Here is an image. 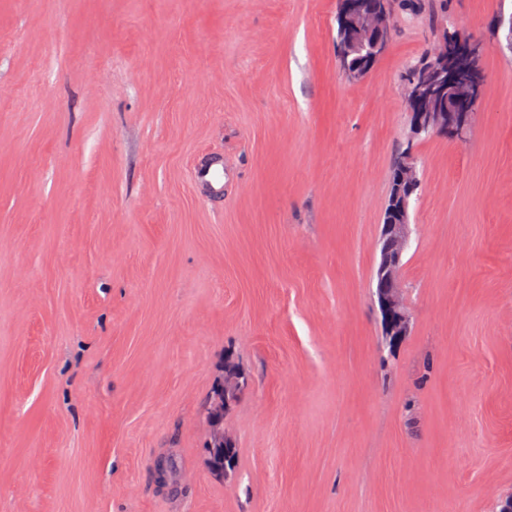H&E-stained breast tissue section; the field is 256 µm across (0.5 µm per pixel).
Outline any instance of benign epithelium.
Instances as JSON below:
<instances>
[{"instance_id": "1", "label": "benign epithelium", "mask_w": 512, "mask_h": 512, "mask_svg": "<svg viewBox=\"0 0 512 512\" xmlns=\"http://www.w3.org/2000/svg\"><path fill=\"white\" fill-rule=\"evenodd\" d=\"M392 8L386 0H336V54L351 81L365 77L387 51L392 35ZM443 54L403 89L409 114L410 140L399 168L396 186L389 193L378 240L380 262L376 288L385 335L396 341L409 330V316L399 294L402 257L408 245L410 211L422 193V177L415 142L432 136L464 140L475 115L474 104L481 99V58L484 36L436 27ZM493 39L512 55V14L500 17ZM247 378L232 362L215 379L212 405L206 412V426L212 431L207 443L206 468L218 477H229L235 467V442L220 433L224 415L231 412L247 389Z\"/></svg>"}]
</instances>
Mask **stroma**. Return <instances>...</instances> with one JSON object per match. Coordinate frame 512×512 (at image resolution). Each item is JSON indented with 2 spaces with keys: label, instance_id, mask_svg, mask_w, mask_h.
Wrapping results in <instances>:
<instances>
[{
  "label": "stroma",
  "instance_id": "1",
  "mask_svg": "<svg viewBox=\"0 0 512 512\" xmlns=\"http://www.w3.org/2000/svg\"><path fill=\"white\" fill-rule=\"evenodd\" d=\"M358 82L336 0H0V512H500L512 500V55L374 273L429 11ZM224 156V196L191 167ZM234 476L204 466L225 361ZM168 488L156 482L158 457Z\"/></svg>",
  "mask_w": 512,
  "mask_h": 512
}]
</instances>
